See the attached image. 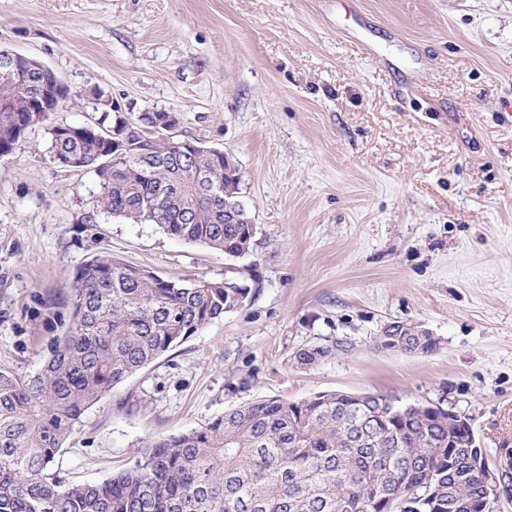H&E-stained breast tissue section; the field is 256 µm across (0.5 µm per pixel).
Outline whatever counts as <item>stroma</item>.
I'll list each match as a JSON object with an SVG mask.
<instances>
[{
  "instance_id": "1",
  "label": "stroma",
  "mask_w": 512,
  "mask_h": 512,
  "mask_svg": "<svg viewBox=\"0 0 512 512\" xmlns=\"http://www.w3.org/2000/svg\"><path fill=\"white\" fill-rule=\"evenodd\" d=\"M0 0V49L76 92L0 158V369L36 373L73 278L114 257L162 276L237 278L249 300L85 412L57 462L99 483L139 446L260 399L321 391L438 402L489 461L512 447V0ZM166 111L223 150L258 227L242 257L100 213L53 158L51 126ZM440 340L379 350L391 323ZM348 354L303 368L304 347Z\"/></svg>"
}]
</instances>
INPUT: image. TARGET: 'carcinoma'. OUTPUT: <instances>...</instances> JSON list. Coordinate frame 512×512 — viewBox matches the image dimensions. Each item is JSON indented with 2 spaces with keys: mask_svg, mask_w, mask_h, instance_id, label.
Segmentation results:
<instances>
[{
  "mask_svg": "<svg viewBox=\"0 0 512 512\" xmlns=\"http://www.w3.org/2000/svg\"><path fill=\"white\" fill-rule=\"evenodd\" d=\"M0 150L23 146L29 92L0 76ZM57 159L91 173L97 208L231 256L256 245L224 156L185 161L151 133L116 163L112 136L50 129ZM241 222L224 223L225 212ZM69 325L29 377L0 371V512H470L484 495L469 449H448V411L400 406L380 394L318 392L258 400L203 426L141 446L132 465L97 484H63L52 470L85 412L113 388L203 327L237 309L234 278L173 280L112 257L81 264ZM391 344L429 355L438 338L403 323ZM336 344L295 354L311 367Z\"/></svg>",
  "mask_w": 512,
  "mask_h": 512,
  "instance_id": "obj_1",
  "label": "carcinoma"
}]
</instances>
